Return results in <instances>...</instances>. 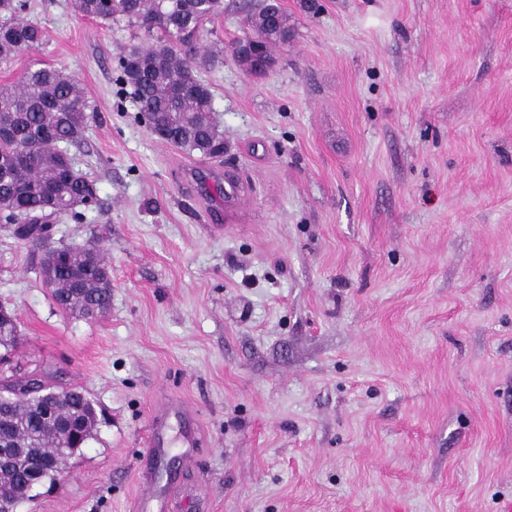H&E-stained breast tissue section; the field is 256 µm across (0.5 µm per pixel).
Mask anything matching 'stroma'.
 Instances as JSON below:
<instances>
[{
	"instance_id": "35a3bbf8",
	"label": "stroma",
	"mask_w": 512,
	"mask_h": 512,
	"mask_svg": "<svg viewBox=\"0 0 512 512\" xmlns=\"http://www.w3.org/2000/svg\"><path fill=\"white\" fill-rule=\"evenodd\" d=\"M272 67L233 54L263 0H224L201 77L219 157L153 135L117 96L128 28L29 0L39 48L0 64L73 73L97 109L76 169L102 211L112 301L61 312L0 224L18 358L82 387L103 422L19 512H512V0H279ZM240 171L239 217L216 227ZM171 416L149 450L153 409Z\"/></svg>"
}]
</instances>
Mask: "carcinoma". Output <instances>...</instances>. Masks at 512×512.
I'll return each mask as SVG.
<instances>
[{"instance_id":"obj_1","label":"carcinoma","mask_w":512,"mask_h":512,"mask_svg":"<svg viewBox=\"0 0 512 512\" xmlns=\"http://www.w3.org/2000/svg\"><path fill=\"white\" fill-rule=\"evenodd\" d=\"M29 0H0V63L45 40L43 28L26 19ZM82 17L127 27L151 39L133 44L117 59L119 81L152 128L188 153L216 156L224 140L214 120V95L198 70L212 62L201 33L224 14V0H71ZM263 3L247 19L250 36L268 46L293 36L288 16ZM95 109L74 75L53 67H30L0 85V224L41 252L39 274L55 305L95 319L110 305L112 275L95 245L55 246L50 224L75 219L97 205V188L80 174L62 145H78ZM20 343L17 318L0 316V443L10 448L0 465V500L27 502L33 490L55 482L66 469L49 463L61 455L63 436L54 421L67 419L83 440L98 421L91 401L75 387L56 390L18 374L11 355Z\"/></svg>"}]
</instances>
